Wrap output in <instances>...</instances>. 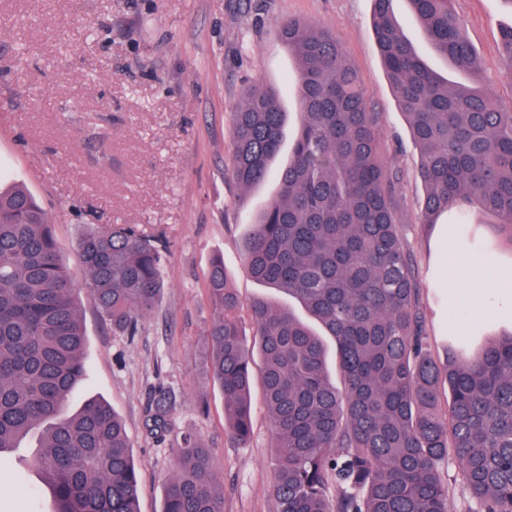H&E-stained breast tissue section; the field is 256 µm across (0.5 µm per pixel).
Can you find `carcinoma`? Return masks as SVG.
<instances>
[{
  "label": "carcinoma",
  "instance_id": "obj_1",
  "mask_svg": "<svg viewBox=\"0 0 512 512\" xmlns=\"http://www.w3.org/2000/svg\"><path fill=\"white\" fill-rule=\"evenodd\" d=\"M393 2L373 0L374 32L421 157V223L479 209L512 245V107L432 70L399 30ZM407 2L434 50L477 74L452 0ZM280 36L296 61L300 121L278 194L252 220L244 261L320 331L265 299L243 303L228 288L224 260L212 263L205 378L224 397L226 433L239 445L251 440L256 352L273 435L274 512H448L439 468L450 456L478 512H512V332L472 360L451 349L443 363L432 355L379 113L329 30L289 19ZM286 122L273 88L239 99L228 168L235 183L250 188L269 177ZM77 251L112 331L134 335L164 288V251L132 224H90ZM84 346L47 212L21 186L0 191V453L37 437L34 465L53 491V512H138L139 473L122 421L97 399L71 411ZM173 403L162 388L151 405L150 433L160 440ZM162 512H224V487L191 434L178 446Z\"/></svg>",
  "mask_w": 512,
  "mask_h": 512
}]
</instances>
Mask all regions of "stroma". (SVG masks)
<instances>
[{
    "instance_id": "obj_1",
    "label": "stroma",
    "mask_w": 512,
    "mask_h": 512,
    "mask_svg": "<svg viewBox=\"0 0 512 512\" xmlns=\"http://www.w3.org/2000/svg\"><path fill=\"white\" fill-rule=\"evenodd\" d=\"M494 99L512 104V71L500 40L512 25L505 0H453ZM401 32L430 66L455 83L470 75L432 53L407 0H394ZM292 17L328 28L344 46L365 98L380 114L381 151L400 173V226L413 260L431 351L457 344L472 355L512 318L490 321L483 299L455 297L446 271L485 261L512 272V247L488 234V218L421 223L426 194L409 120L398 107L373 30V0H0V186L27 188L53 223L86 331L77 400L105 401L124 421L140 473L139 512H162L177 442L190 432L211 452L224 484V512H274L273 437L260 382L252 384L253 435L236 446L224 429V400L200 377L213 319L205 294L211 262L223 258L243 301L285 294L257 283L244 244L276 181L243 188L226 171L232 112L243 92L275 86L294 137L295 58L278 35ZM134 224L165 246V288L135 337L113 332L94 297L76 244L83 225ZM176 403L170 432L147 429L159 389ZM36 440L0 454V512H52L53 495L31 461Z\"/></svg>"
}]
</instances>
